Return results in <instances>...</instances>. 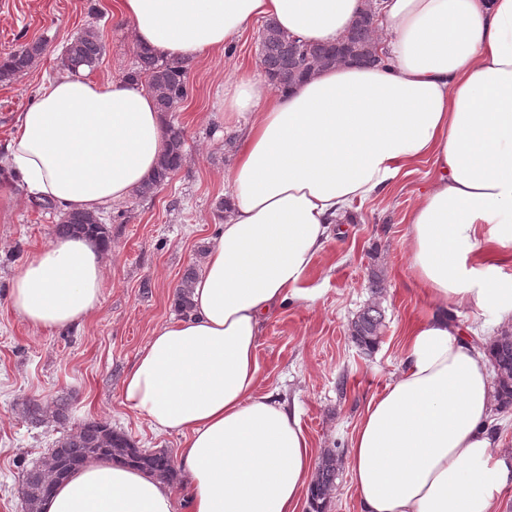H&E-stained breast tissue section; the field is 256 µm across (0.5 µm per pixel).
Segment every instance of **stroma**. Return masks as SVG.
Segmentation results:
<instances>
[{"label":"stroma","mask_w":512,"mask_h":512,"mask_svg":"<svg viewBox=\"0 0 512 512\" xmlns=\"http://www.w3.org/2000/svg\"><path fill=\"white\" fill-rule=\"evenodd\" d=\"M97 26L105 50L92 72L120 79L136 64L128 24L116 0H0V56L43 40L47 49L13 82L0 84V150L21 112L62 71L61 56L88 25ZM255 23L232 40L230 51L186 68L190 95L172 117L186 133L185 159L170 182L147 199L113 205L102 302L76 328L38 333L12 312L10 281L23 263L53 238L59 219L23 188L0 187V512H21L22 472L38 462L63 430L103 421L137 447L178 454L183 438L158 434L121 403L120 386L154 329L177 314L175 288L185 269L201 266L218 237L224 178L234 164L225 139L238 129L224 121V82L260 73ZM432 164L422 159L371 199L354 204L329 228L304 282L315 302H291L264 322L258 347L259 394L298 405L314 460L348 454L367 403L399 370L407 328L434 307L407 260V217ZM385 310V327L373 352L351 338V323L371 301ZM67 398V424L52 417L32 423L29 399L52 405Z\"/></svg>","instance_id":"obj_1"}]
</instances>
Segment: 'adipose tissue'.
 Segmentation results:
<instances>
[{
    "mask_svg": "<svg viewBox=\"0 0 512 512\" xmlns=\"http://www.w3.org/2000/svg\"><path fill=\"white\" fill-rule=\"evenodd\" d=\"M362 0H119L136 45L190 63L275 21L334 43ZM388 63L324 69L282 91L260 76L224 85L248 115L225 178L219 238L187 312L157 326L121 383L122 403L182 436L172 483L94 461L57 483L42 512H297L312 451L294 409L257 393L265 316L311 295L302 283L329 224L415 161L434 167L408 215L412 270L435 306L411 325L396 378L373 398L348 465L360 512H496L512 451L488 429L490 357L448 320V305L512 316V280L479 262L512 250V0H377ZM165 126L151 92L125 79L63 74L22 112L0 177L63 210L101 214L154 171ZM107 253L59 237L10 289L33 330L80 325L102 301Z\"/></svg>",
    "mask_w": 512,
    "mask_h": 512,
    "instance_id": "ef3b65f1",
    "label": "adipose tissue"
}]
</instances>
